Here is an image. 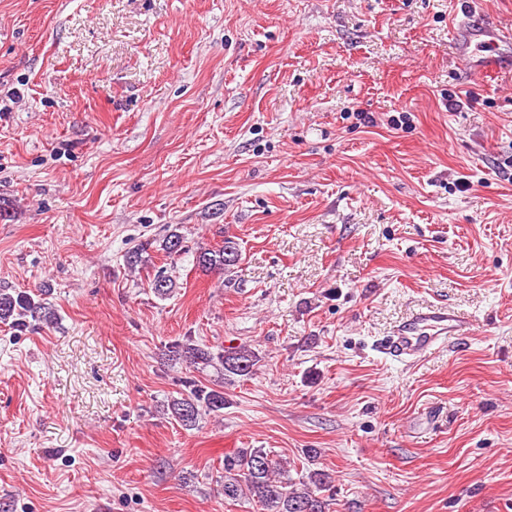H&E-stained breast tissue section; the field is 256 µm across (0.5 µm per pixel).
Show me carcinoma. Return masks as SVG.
I'll list each match as a JSON object with an SVG mask.
<instances>
[{
	"label": "carcinoma",
	"mask_w": 512,
	"mask_h": 512,
	"mask_svg": "<svg viewBox=\"0 0 512 512\" xmlns=\"http://www.w3.org/2000/svg\"><path fill=\"white\" fill-rule=\"evenodd\" d=\"M161 247L169 256L179 255L184 251L183 237L171 231L163 238ZM238 260L236 243L230 239L224 240V246L216 250L204 248L196 253L197 266L206 272L224 271ZM172 287L165 269L157 270L151 282L153 292L164 298ZM32 320L51 325L56 320L55 309L27 293L0 289V322L24 329ZM170 357L196 370L213 367L240 377L251 375L258 362L256 353L248 348L226 353L221 348L198 345L191 339L171 346ZM183 383L186 393L169 403L172 417L183 426H195L204 412L216 415L224 410L222 387L204 386L193 378ZM333 482L331 474L317 471L308 481L296 483L286 475L280 460L262 448H241L224 455V499L237 501L245 496L258 502L264 512H326V500L319 492L331 489Z\"/></svg>",
	"instance_id": "carcinoma-1"
}]
</instances>
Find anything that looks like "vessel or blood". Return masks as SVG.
Listing matches in <instances>:
<instances>
[{"label":"vessel or blood","mask_w":512,"mask_h":512,"mask_svg":"<svg viewBox=\"0 0 512 512\" xmlns=\"http://www.w3.org/2000/svg\"><path fill=\"white\" fill-rule=\"evenodd\" d=\"M453 36L463 56H476L475 68L486 74L496 69L502 48L512 47V33L465 17L456 22ZM471 322L443 307L414 313L393 332L383 337L378 350L397 360L411 363L419 360L448 339L468 335Z\"/></svg>","instance_id":"b4317fda"}]
</instances>
